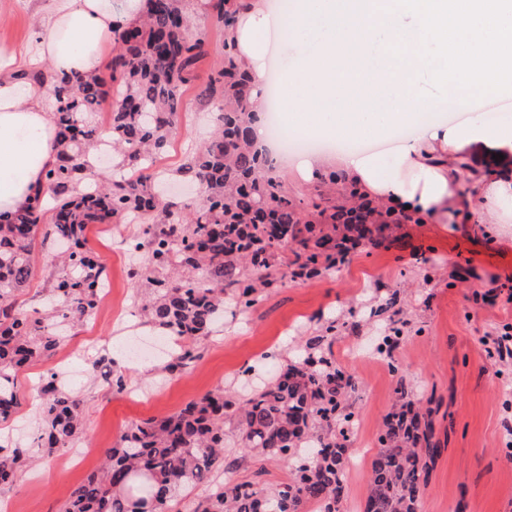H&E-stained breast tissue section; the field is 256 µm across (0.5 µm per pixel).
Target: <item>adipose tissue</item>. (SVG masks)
<instances>
[{
    "instance_id": "ef3b65f1",
    "label": "adipose tissue",
    "mask_w": 512,
    "mask_h": 512,
    "mask_svg": "<svg viewBox=\"0 0 512 512\" xmlns=\"http://www.w3.org/2000/svg\"><path fill=\"white\" fill-rule=\"evenodd\" d=\"M230 35L252 78L260 114L267 106L262 62L267 35L282 24L271 0H248ZM140 0H50L33 48L0 47V212L27 209L57 161L54 114L28 71L50 62L60 75L100 69L116 24L138 17ZM301 43L283 80V112L309 133L384 138L416 125L398 147L400 173L385 177L378 159L337 155L349 185L436 222L464 217L485 227L483 206L512 199V174L474 169L458 193L464 147L422 111L463 87L512 91V0H301L290 26Z\"/></svg>"
}]
</instances>
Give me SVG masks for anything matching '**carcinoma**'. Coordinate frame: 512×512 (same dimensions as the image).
Instances as JSON below:
<instances>
[{"mask_svg":"<svg viewBox=\"0 0 512 512\" xmlns=\"http://www.w3.org/2000/svg\"><path fill=\"white\" fill-rule=\"evenodd\" d=\"M208 7L224 28V45L219 67L199 98L219 113L210 142L181 168L204 192L192 209L160 202L151 173L177 123L183 87L208 53L207 33L194 25L184 0H145L142 19L114 31L111 80L121 81L110 133L120 166L133 172L129 177L88 179L86 156L101 140L87 116L109 97L108 80L99 73L58 78L39 70L32 75L49 89L59 152L42 192L51 200V219L41 196L23 212L0 215L1 421L21 405L19 369L48 360L66 326L97 312L107 274L87 247L90 224L135 217L145 225L144 240L135 243L144 251L137 275L152 295L144 307L147 316L179 342L166 365L173 374L196 359L194 343L224 316V299L247 310L278 281L311 278L350 261L348 237L362 249L374 248L391 225L414 219L409 212L378 206L385 223L348 226L339 215L359 203V193L340 198L323 191L342 176L334 171L319 176L304 201L272 174L267 153L252 142L251 76L229 36L244 0H208ZM281 232L288 233L286 250ZM47 243L63 244L67 252L48 291L46 312L32 317L17 306L16 292L35 275L36 246ZM330 341L315 337L272 384L253 388L241 401L218 388L160 421L128 427L63 512H130L134 497L144 498L154 512H166L184 487L206 490L193 512H306L309 505L340 512L349 447L346 398L355 383L325 352ZM398 391L403 403L387 415L378 436L365 512H422L423 491L442 452L433 409L409 397L402 379ZM39 393L45 425L34 443L51 455L83 433L82 401L52 371L42 377ZM232 415L240 419L249 452L293 464L290 481L273 490L229 477L218 481V473L232 466L224 459V420ZM31 459L27 448L0 453V485L12 483Z\"/></svg>","mask_w":512,"mask_h":512,"instance_id":"1","label":"carcinoma"}]
</instances>
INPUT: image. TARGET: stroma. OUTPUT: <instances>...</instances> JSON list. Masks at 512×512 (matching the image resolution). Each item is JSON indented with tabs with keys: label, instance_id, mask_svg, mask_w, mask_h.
<instances>
[{
	"label": "stroma",
	"instance_id": "obj_1",
	"mask_svg": "<svg viewBox=\"0 0 512 512\" xmlns=\"http://www.w3.org/2000/svg\"><path fill=\"white\" fill-rule=\"evenodd\" d=\"M204 3L190 0L189 9L207 27L211 52L185 85L178 124L155 164L159 179L169 183L179 180V167L205 145L213 128V109L198 93L218 59L224 31L212 23ZM46 5L47 0H0V46L32 41ZM456 110L452 117L440 107L432 119L461 129L476 116L486 127L512 132V95L470 99ZM487 210L488 232H473L454 216L442 224L424 218L399 224L381 247L356 253L320 277L274 284L243 312L225 305L222 333L197 340V358L186 372L170 375L164 355L114 361L125 379L121 392L84 371L88 361L125 350L120 314L96 312L71 330L62 347L70 369L60 382L82 399L85 431L79 442L87 453L76 461L64 449L50 456L35 453L32 467L0 487V512H61L71 493L99 470L126 427L168 417L217 388L242 394L246 369L254 381L273 379L332 322L338 329L330 352L357 383L349 396L354 411L349 450L359 453L361 465L345 472L347 505L359 506L366 498L377 437L399 403L396 386L402 378L414 393L431 399L435 436L443 448L422 512H455L462 499L470 512H512V451L507 448L512 410L504 408L512 401V363L488 351L490 338L512 325V306L484 299L512 280V201L490 202ZM142 230L139 224H94L87 238L107 267L106 295L122 296L139 334L154 336L158 329L142 310L143 287L131 273L127 252ZM57 271L54 252L37 249L36 274L16 296L21 310L31 315L43 310L49 279ZM388 325L400 329L398 343L390 351L365 355L364 343ZM48 368L41 362L19 373L22 406L0 421V448L29 445L40 428L42 409L34 387ZM224 430L227 455L235 462L232 480L272 488L291 479V464L262 461L246 451L236 419L226 420Z\"/></svg>",
	"mask_w": 512,
	"mask_h": 512
}]
</instances>
